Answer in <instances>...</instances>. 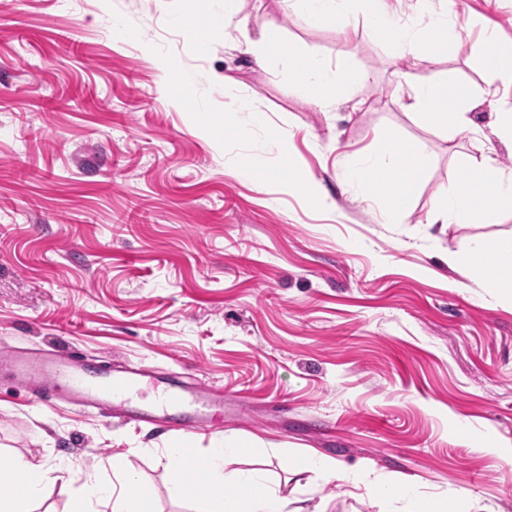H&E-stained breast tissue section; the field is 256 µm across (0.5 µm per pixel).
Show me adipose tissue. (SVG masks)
Here are the masks:
<instances>
[{"label": "adipose tissue", "instance_id": "obj_1", "mask_svg": "<svg viewBox=\"0 0 512 512\" xmlns=\"http://www.w3.org/2000/svg\"><path fill=\"white\" fill-rule=\"evenodd\" d=\"M310 23H337L340 35H347L342 18L362 17L377 32L380 40L395 54L413 57L416 63L428 56L447 57L460 47L457 36L448 28V11L436 7L434 0H415L420 26H412L389 0H292ZM224 26L239 31L248 51L257 63L295 60L304 83L315 91L314 104L330 112L349 97L360 81V74L346 65L330 66L314 55H295L276 25L261 28L251 36L245 19L240 18L236 0H224ZM453 100L452 113L440 105ZM396 102L403 110L429 118L448 138L470 137L474 129L468 117L469 95L461 88H449L447 80L419 81L412 73L401 74ZM374 153L342 163L341 178L346 186L373 201L384 223H401L414 206L413 187L417 167L407 146L396 136L379 131ZM512 208V181L504 180L491 158L474 166L467 184L445 185L434 203L433 223H495L502 210ZM241 453L239 444L228 441L211 449L203 458L190 454L181 443H170L163 458L169 474V492L173 498H192L194 512H303L289 508L288 500L273 489L263 473L230 471L226 464ZM202 472L204 483L182 478L188 466ZM308 469L361 490L365 499L405 502L407 512H439L440 505L421 498L405 479H388L369 467L346 469L318 454L306 461ZM52 466L11 458L9 467H0V512H35L37 503L51 482ZM151 499L148 486L135 475L124 472L111 483L86 475L81 500L73 512H147Z\"/></svg>", "mask_w": 512, "mask_h": 512}]
</instances>
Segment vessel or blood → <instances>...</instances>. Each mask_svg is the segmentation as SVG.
<instances>
[{
  "mask_svg": "<svg viewBox=\"0 0 512 512\" xmlns=\"http://www.w3.org/2000/svg\"><path fill=\"white\" fill-rule=\"evenodd\" d=\"M10 369L42 404L65 402L128 422L162 423L177 433L211 427L224 408L223 399L186 381L184 374L143 364H105L93 371L77 355L25 352L14 358ZM146 390L153 398L145 404L140 395Z\"/></svg>",
  "mask_w": 512,
  "mask_h": 512,
  "instance_id": "vessel-or-blood-1",
  "label": "vessel or blood"
}]
</instances>
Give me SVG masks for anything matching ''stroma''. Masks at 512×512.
Instances as JSON below:
<instances>
[{
    "label": "stroma",
    "mask_w": 512,
    "mask_h": 512,
    "mask_svg": "<svg viewBox=\"0 0 512 512\" xmlns=\"http://www.w3.org/2000/svg\"><path fill=\"white\" fill-rule=\"evenodd\" d=\"M251 33L278 26L295 53L368 74L354 101L324 112L292 66H258L225 32L224 0H0V361L20 349L148 364L224 395V429L178 434L72 405L46 406L0 378V451L77 462L148 484L152 512H192L168 492L161 451L193 455L231 440V468L265 470L310 512H378L344 483L303 467L317 452L369 466L423 493L466 487L486 512H512V297L489 287L490 260L448 267L475 239L512 249V211L493 224H433L458 159L512 174L496 118L512 77L483 92L487 36L512 48V0H448L461 50L417 69L351 21L315 26L284 0H241ZM137 29L118 38L113 20ZM151 43L153 52L142 50ZM191 73L193 102L163 83L158 57ZM415 70L472 94L474 139L448 141L395 102ZM266 128L240 140L249 116ZM387 130L419 152L416 203L385 224L348 190L339 163ZM287 142L296 169L279 167ZM265 156L260 183L233 165ZM314 179L336 203L301 188Z\"/></svg>",
    "instance_id": "1"
}]
</instances>
